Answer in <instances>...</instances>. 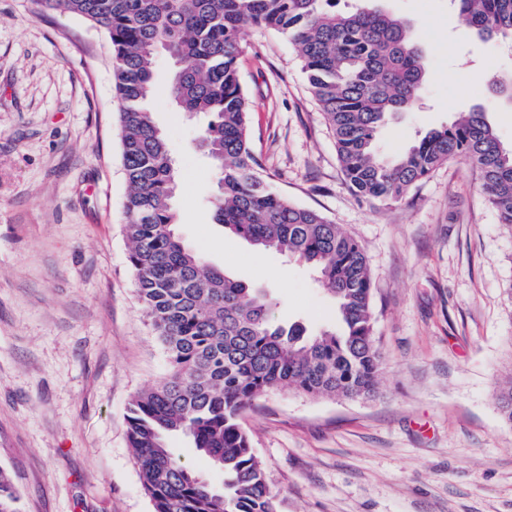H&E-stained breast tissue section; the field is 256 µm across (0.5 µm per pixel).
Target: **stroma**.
Returning <instances> with one entry per match:
<instances>
[{"mask_svg":"<svg viewBox=\"0 0 512 512\" xmlns=\"http://www.w3.org/2000/svg\"><path fill=\"white\" fill-rule=\"evenodd\" d=\"M408 20L430 68L420 101L378 133L385 156L480 106L512 144V99L489 91L512 52L464 31L450 0H381ZM241 79L259 173L363 245L376 400L284 388L241 416L279 512H512V422L494 395L512 376V231L479 174L454 161L398 202L357 200L284 37H245ZM158 56L149 108L180 180L179 232L261 289L276 322L316 333L335 301L307 264L260 251L212 220L206 116L174 107ZM106 32L36 0H0V467L21 512H152L127 440L130 399L168 371L138 299Z\"/></svg>","mask_w":512,"mask_h":512,"instance_id":"1","label":"stroma"}]
</instances>
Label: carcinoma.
<instances>
[{"mask_svg":"<svg viewBox=\"0 0 512 512\" xmlns=\"http://www.w3.org/2000/svg\"><path fill=\"white\" fill-rule=\"evenodd\" d=\"M337 0H38L80 15L112 46L122 162L128 187V261L167 375L127 406L129 444L153 512H276V499L239 419L259 396L292 388L312 398L371 400L383 362L374 338L370 268L360 242L320 212L276 192L258 173L240 58L249 29L292 42L336 144L345 181L362 202H397L451 161L477 169L481 189L512 230V148L485 112L459 113L391 159L375 153L388 117L411 109L428 73L409 24L382 9ZM460 24L512 46V0H452ZM177 63L180 111L206 113L200 146L212 165V219L252 245L297 257L334 297L339 329L308 335L271 317L256 288L211 266L178 231L177 179L167 139L147 104L158 48ZM496 399L512 422V381ZM179 433L221 470L206 484L167 446ZM0 468V512H19Z\"/></svg>","mask_w":512,"mask_h":512,"instance_id":"carcinoma-1","label":"carcinoma"}]
</instances>
